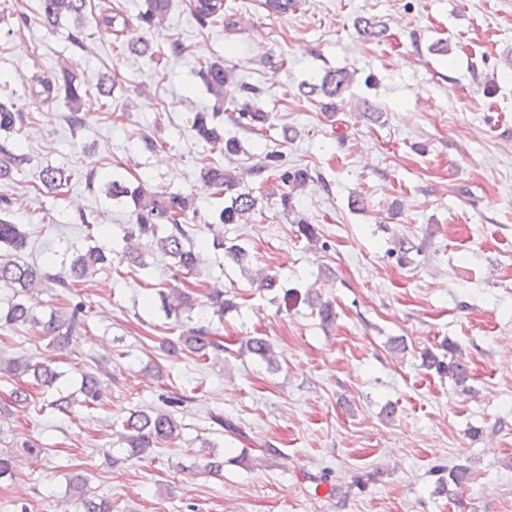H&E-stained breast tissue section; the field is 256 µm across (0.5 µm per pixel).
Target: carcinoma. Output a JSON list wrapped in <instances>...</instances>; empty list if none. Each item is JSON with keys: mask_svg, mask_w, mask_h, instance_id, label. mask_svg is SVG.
<instances>
[{"mask_svg": "<svg viewBox=\"0 0 512 512\" xmlns=\"http://www.w3.org/2000/svg\"><path fill=\"white\" fill-rule=\"evenodd\" d=\"M39 2L41 20L52 27L58 25L66 16L74 17L76 24H81L87 5V0ZM263 6L270 14L284 15L297 6V0H264ZM191 7L195 18L202 24L224 15V0H192ZM168 8L169 0H147V8L141 15L143 26L147 29L155 26ZM120 18V13L105 9L98 15V24L117 36L122 35L125 33L126 24L120 23ZM127 48L141 56L148 54L153 57L161 54L145 36L128 39ZM199 75L216 101L222 102L224 96L228 95L232 101L238 103L235 116L238 124L253 131L264 130L268 113L255 105L259 95L257 89L235 83L230 71L218 61L201 63ZM353 80V72L338 68L328 72L321 79V83L310 85V92L319 90L325 97L333 100L348 89ZM39 85L41 91L37 96L44 101L64 95L69 104L67 122L70 125L81 126L85 123L86 118L81 107V83L77 82V77L70 72L69 67H62L59 76L52 80H41ZM190 122L191 128L202 141L222 149L228 155L238 153V143L233 139H224L221 128L214 125L205 113H193ZM26 123V113L14 101L0 99V132L17 135L24 130ZM25 162L24 155L15 152L6 143L0 144V182L15 180V176L22 172ZM265 172L278 179L283 186L280 200L286 210L291 208V199L296 192L310 180L308 172L304 170L284 168L282 154L274 150L267 152L263 161L255 168L258 175ZM75 177L76 174L72 171L54 166L42 168L38 175L40 185L54 194L63 193ZM201 181L215 197H228L227 205L218 214L220 223L240 224L255 213L257 200L251 192L239 191L241 181L234 171L214 165L203 170ZM108 193L116 200L129 198L134 206L131 223L121 229V262L145 269L149 267L147 256L157 251L171 259L175 274H188L195 270L193 225L187 223V212L191 208L188 197L178 193L150 194L139 186L132 188L120 180H113L108 184ZM10 207V199L0 197V247L5 245L11 250L8 258L0 257V284L19 288L21 292L29 294L43 282L53 279L59 287L69 290L84 285L89 277L112 264V257L101 246H90L86 251L72 255L69 262L64 264V274L58 276L46 267L27 262L23 253L28 246V232L24 225L10 220ZM218 246L224 248V257L240 268L248 265L249 253L244 247L238 244L228 246L222 242ZM193 293L192 288H170L159 293V296L163 307L179 316L194 308ZM206 297L210 300L213 315L220 319L224 318L227 310L234 307V302L224 298V291L219 288L210 289ZM308 302L317 310L323 324L334 322L335 312L331 303L324 302L311 293L308 294ZM0 321L10 326L29 324L40 329L43 335L51 337L58 347L66 348L86 327L87 315L84 305L76 303L69 311H55L47 319L40 320L25 302L17 301L0 314ZM179 341L203 362L212 356L218 358L227 350L223 339L203 326L188 328L186 334L179 337ZM443 350L444 353L440 356L430 350L423 352L422 365L428 370L433 369L438 374L447 375L455 385L466 387L469 372L461 347L449 342ZM245 352L256 356L270 368L278 367L274 347L263 336L248 339L245 347L240 349V353ZM6 373L13 377L30 374L36 385L42 387L52 386L57 379V372L49 365L33 364L28 359L0 360V374ZM102 386L103 383L97 375L84 373L79 388L81 398L78 399L72 394L60 396L51 401L49 406L63 415L71 414L78 406L91 408L100 402ZM121 426L120 441L129 448L132 455H142L173 440L178 436L180 428L173 413L156 408L131 412L122 420ZM469 478L470 470L467 467L456 465L448 469V486L455 490L460 489ZM70 486L84 512H112L109 501L102 499L97 502L87 497V492L78 479H73Z\"/></svg>", "mask_w": 512, "mask_h": 512, "instance_id": "carcinoma-1", "label": "carcinoma"}]
</instances>
